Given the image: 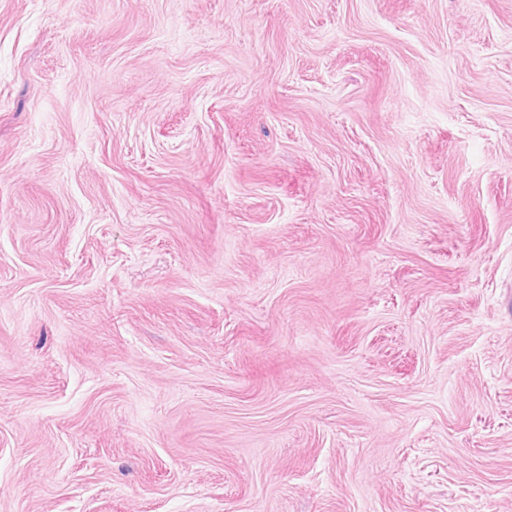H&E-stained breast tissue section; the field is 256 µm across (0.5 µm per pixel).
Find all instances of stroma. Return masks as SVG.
Masks as SVG:
<instances>
[{
	"instance_id": "obj_1",
	"label": "stroma",
	"mask_w": 512,
	"mask_h": 512,
	"mask_svg": "<svg viewBox=\"0 0 512 512\" xmlns=\"http://www.w3.org/2000/svg\"><path fill=\"white\" fill-rule=\"evenodd\" d=\"M0 512H512V0H0Z\"/></svg>"
}]
</instances>
